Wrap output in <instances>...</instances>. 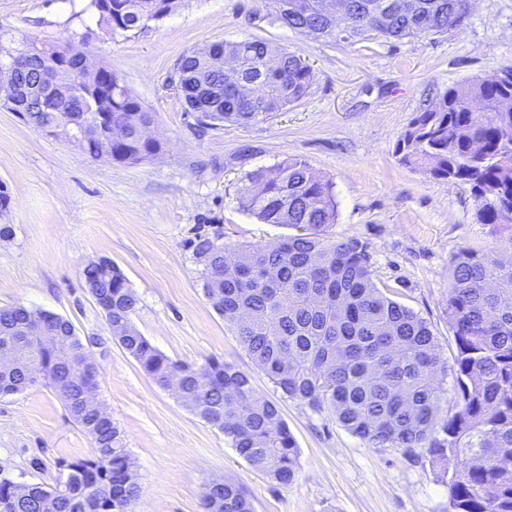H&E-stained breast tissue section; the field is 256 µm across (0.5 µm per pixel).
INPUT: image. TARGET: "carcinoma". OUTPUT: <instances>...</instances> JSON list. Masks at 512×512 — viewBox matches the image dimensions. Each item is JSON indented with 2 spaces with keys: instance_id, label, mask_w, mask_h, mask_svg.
Listing matches in <instances>:
<instances>
[{
  "instance_id": "obj_1",
  "label": "carcinoma",
  "mask_w": 512,
  "mask_h": 512,
  "mask_svg": "<svg viewBox=\"0 0 512 512\" xmlns=\"http://www.w3.org/2000/svg\"><path fill=\"white\" fill-rule=\"evenodd\" d=\"M182 0H88L86 10L114 33H136L174 12ZM322 0H279L276 20L302 35L330 38ZM371 17L361 40H400L444 32L463 15L464 0H349ZM54 44L43 42L28 68L16 75V109L35 128L57 127L68 114L90 136L84 152L104 151L93 100L111 87L109 111L120 133L111 161L136 165L158 154L143 134L153 113L109 67L83 68L74 61V83L40 87L38 73L55 63ZM243 58L242 77L260 78L264 93L252 100L227 87L224 71L192 50L176 63L177 92L185 110L196 111L198 88L219 87L201 107L203 129L246 126L303 99L313 72L300 55L262 39L224 42ZM277 56L280 67L266 68ZM70 112L55 111L58 102ZM402 163L435 180L470 186L476 220L512 245V82L497 75L448 88L410 121L397 141ZM241 206L263 224L295 230L267 245H228L220 235L191 241L203 291L224 316L239 344L281 391L313 410L329 408L352 435L373 448L404 454L419 449L443 471L450 512H512V252L483 254L463 247L451 267L446 314L455 349L445 358L429 323L378 287L368 246L355 237L335 239L333 182L292 158L245 174ZM86 287L105 314L113 339L164 389L180 380V398L204 423L224 433L256 471L281 486L296 482L299 449L280 407L257 394L249 375L217 358L200 366L173 360L135 327L138 296L114 264L94 262L82 271ZM47 321L58 334L46 348L26 325ZM71 321L23 306H0V359L22 352L46 372L71 417L90 436L89 457L66 463L64 482L29 485L14 496L0 478V512H129L139 494L135 462L114 422L83 405V385L97 381L87 367L82 340ZM36 385L29 365L0 369V396ZM452 398L454 411L442 414ZM202 512H253L247 492L230 480L209 484Z\"/></svg>"
}]
</instances>
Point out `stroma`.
Listing matches in <instances>:
<instances>
[{"mask_svg":"<svg viewBox=\"0 0 512 512\" xmlns=\"http://www.w3.org/2000/svg\"><path fill=\"white\" fill-rule=\"evenodd\" d=\"M87 0H0V28L69 43L107 64L155 114L162 152L139 165L91 158L0 109V306L23 305L70 320L99 366L98 401L137 465L131 512H200L206 487L232 479L254 512H448L440 468L422 454L372 448L329 409L283 398L205 297L191 240L220 232L228 244H268L280 227L259 223L238 202L242 177L291 158L334 186L335 238L367 244L375 280L432 326L451 356L445 314L450 267L460 248L500 251L478 223L467 185L405 166L396 143L416 113L448 87L512 69V0H467L443 33L399 41H312L283 27L272 0H182L134 34H113ZM263 39L296 52L314 79L301 101L247 126L201 129L171 77L178 59L208 44ZM108 259L139 297L137 329L166 356L191 365L215 357L247 373L281 408L299 448L300 472L280 486L253 470L223 433L158 387L112 339L82 278ZM90 437L56 391L38 384L0 397V473L50 485L63 464L91 454Z\"/></svg>","mask_w":512,"mask_h":512,"instance_id":"1","label":"stroma"}]
</instances>
